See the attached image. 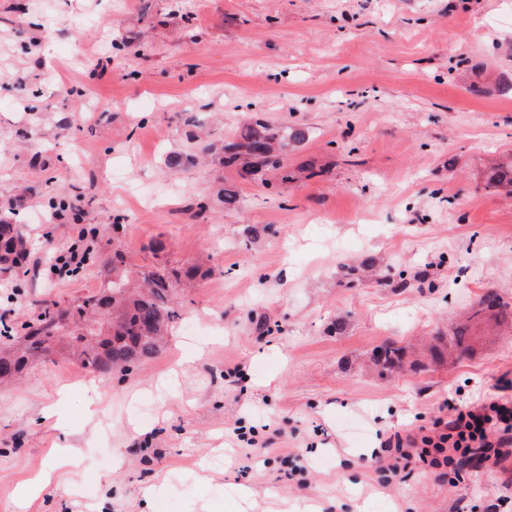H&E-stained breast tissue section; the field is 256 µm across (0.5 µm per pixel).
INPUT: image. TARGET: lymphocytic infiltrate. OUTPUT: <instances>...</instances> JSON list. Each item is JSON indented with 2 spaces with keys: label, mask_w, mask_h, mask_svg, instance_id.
<instances>
[{
  "label": "lymphocytic infiltrate",
  "mask_w": 512,
  "mask_h": 512,
  "mask_svg": "<svg viewBox=\"0 0 512 512\" xmlns=\"http://www.w3.org/2000/svg\"><path fill=\"white\" fill-rule=\"evenodd\" d=\"M434 427L395 434L394 453L381 468L399 475L401 463L418 458L433 469L448 471L449 484L462 482L461 464L474 460L492 471L512 459V380L502 379L493 392L465 405L448 401Z\"/></svg>",
  "instance_id": "lymphocytic-infiltrate-1"
}]
</instances>
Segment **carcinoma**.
<instances>
[{"instance_id": "carcinoma-1", "label": "carcinoma", "mask_w": 512, "mask_h": 512, "mask_svg": "<svg viewBox=\"0 0 512 512\" xmlns=\"http://www.w3.org/2000/svg\"><path fill=\"white\" fill-rule=\"evenodd\" d=\"M302 126L275 125L261 118L248 121L221 147L198 141L196 151L168 157L170 167L187 168L199 156L220 155L221 163L236 170L247 182L272 185V180L288 183L289 150L306 140ZM491 187L512 194V160L494 168ZM224 210L240 203L235 184L224 185L217 193ZM27 236L22 225L8 217L0 218V273L18 274L28 255ZM107 285L100 294L90 296L73 309H46L37 321L26 325V332L12 346L0 350V383L16 380L24 367L53 351L58 330L66 322L72 348L69 357L100 376L117 368H132L156 354L163 337L179 318L175 298L179 285L193 281L199 271L194 265L182 270L164 263L137 272L128 269L126 255L112 252L106 263Z\"/></svg>"}]
</instances>
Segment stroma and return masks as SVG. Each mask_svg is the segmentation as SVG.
Wrapping results in <instances>:
<instances>
[{"label": "stroma", "mask_w": 512, "mask_h": 512, "mask_svg": "<svg viewBox=\"0 0 512 512\" xmlns=\"http://www.w3.org/2000/svg\"><path fill=\"white\" fill-rule=\"evenodd\" d=\"M255 113L306 128L313 174L228 213L234 171L167 159ZM510 156L512 0H0V214L32 261L0 322L100 293L116 246L203 271L132 370L89 388L55 356L0 389V512H492L512 465L388 483L372 452L512 379ZM80 225L93 259L47 273Z\"/></svg>", "instance_id": "stroma-1"}]
</instances>
